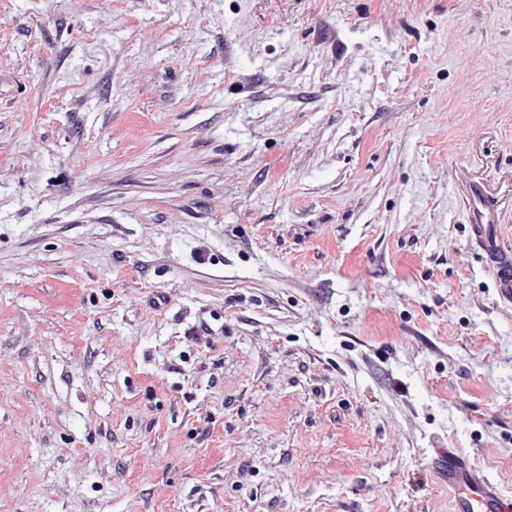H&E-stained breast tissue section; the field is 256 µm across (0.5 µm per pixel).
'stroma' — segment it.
<instances>
[{
    "label": "stroma",
    "instance_id": "1",
    "mask_svg": "<svg viewBox=\"0 0 512 512\" xmlns=\"http://www.w3.org/2000/svg\"><path fill=\"white\" fill-rule=\"evenodd\" d=\"M512 0H0V512L512 495ZM464 204L469 211L471 244L492 269L500 300L512 304V250L502 244L496 233V224H501L498 205L481 183L469 184ZM440 473L453 495V512H511L512 498L499 493L494 482L451 448L438 451Z\"/></svg>",
    "mask_w": 512,
    "mask_h": 512
}]
</instances>
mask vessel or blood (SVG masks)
<instances>
[{
  "mask_svg": "<svg viewBox=\"0 0 512 512\" xmlns=\"http://www.w3.org/2000/svg\"><path fill=\"white\" fill-rule=\"evenodd\" d=\"M464 204L470 217L471 243L492 269L500 300L512 304V249L504 246L496 233L500 210L480 183L469 184ZM437 461L453 496V512H512V498L500 494L494 482L479 474L461 453L443 448Z\"/></svg>",
  "mask_w": 512,
  "mask_h": 512,
  "instance_id": "b4317fda",
  "label": "vessel or blood"
}]
</instances>
